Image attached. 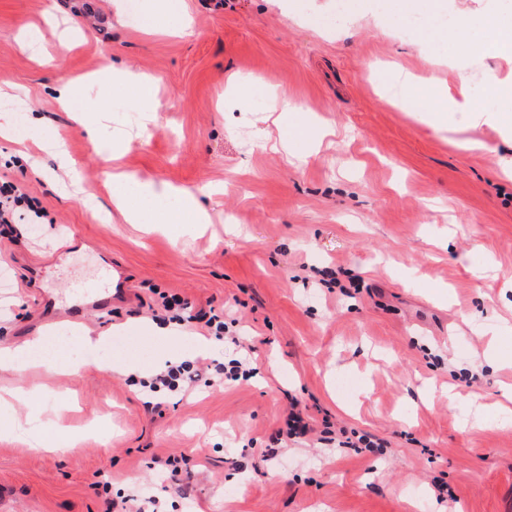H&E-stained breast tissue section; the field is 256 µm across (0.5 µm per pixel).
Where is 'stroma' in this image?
<instances>
[{
	"mask_svg": "<svg viewBox=\"0 0 512 512\" xmlns=\"http://www.w3.org/2000/svg\"><path fill=\"white\" fill-rule=\"evenodd\" d=\"M150 2L134 23L115 0H0V84L28 93L10 109L43 117L72 163L37 170L0 140V183L39 206L0 224V348L44 334L46 358L104 339L96 365L72 373L0 370V388H40L0 421L34 419L37 437L63 442L48 423L62 401L83 433L54 454L0 436V512H108L137 494L159 496L164 512H512V425L497 408L512 384V179L501 171L512 146L485 128V149H462L463 133L435 132L381 95L395 66L447 79L434 61L452 41L425 40L410 17L394 36L341 28L335 0H168L162 18ZM55 3L72 22L66 53ZM32 23L55 63L18 49ZM109 63L159 78L156 124L138 130L135 90L99 77ZM92 75L85 104L115 115L96 135L54 93ZM281 95L297 115L276 119ZM120 127L134 133L125 171L220 186L201 200L210 223L161 234L126 222L97 148ZM317 132L321 149L301 165L266 140ZM116 266L128 300L53 323L79 303L74 282L111 289ZM165 297L223 316L222 355L254 346L253 377L213 372L150 393L140 373L115 371L133 359L161 370L165 350L192 360L153 333ZM495 336L504 343L490 359ZM295 405L311 434L262 455ZM347 432L387 448L345 445ZM170 456L186 458L188 487L170 481Z\"/></svg>",
	"mask_w": 512,
	"mask_h": 512,
	"instance_id": "35a3bbf8",
	"label": "stroma"
}]
</instances>
